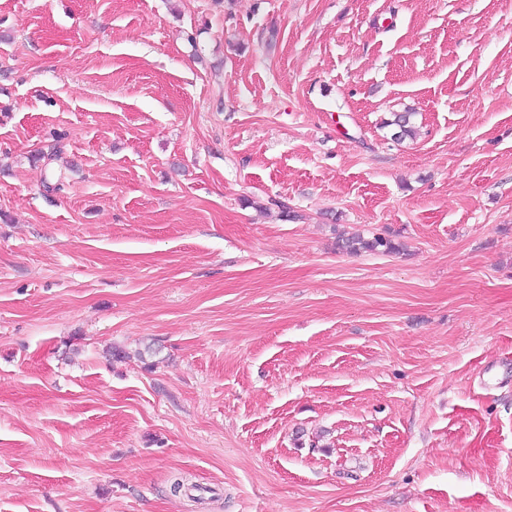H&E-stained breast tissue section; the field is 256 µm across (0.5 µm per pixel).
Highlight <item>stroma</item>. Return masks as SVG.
<instances>
[{"mask_svg": "<svg viewBox=\"0 0 512 512\" xmlns=\"http://www.w3.org/2000/svg\"><path fill=\"white\" fill-rule=\"evenodd\" d=\"M0 512H512V0H0ZM415 112L406 110L405 112L393 113L392 119L385 122L387 127H392V136L396 140H405L406 138H412L415 134L413 126V117ZM338 246L347 252L357 253L361 250L370 252H381L385 254H393L400 251V245L393 240L381 236H374L371 239H365L360 234L351 237L342 238Z\"/></svg>", "mask_w": 512, "mask_h": 512, "instance_id": "35a3bbf8", "label": "stroma"}]
</instances>
